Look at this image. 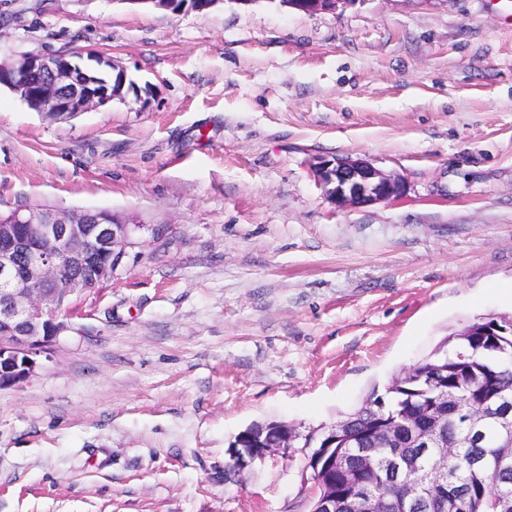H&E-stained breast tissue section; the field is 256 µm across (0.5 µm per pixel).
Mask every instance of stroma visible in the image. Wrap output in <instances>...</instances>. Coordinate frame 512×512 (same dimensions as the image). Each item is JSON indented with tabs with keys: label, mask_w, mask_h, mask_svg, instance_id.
Masks as SVG:
<instances>
[{
	"label": "stroma",
	"mask_w": 512,
	"mask_h": 512,
	"mask_svg": "<svg viewBox=\"0 0 512 512\" xmlns=\"http://www.w3.org/2000/svg\"><path fill=\"white\" fill-rule=\"evenodd\" d=\"M75 49L122 94L55 121L1 86L0 212L109 210L134 244L0 389V512H310L301 452L225 479L240 432L330 427L512 315V0H0V62ZM338 155L404 195L337 208ZM288 7L299 11L315 14L322 11L336 10L340 5L352 3L353 0H281Z\"/></svg>",
	"instance_id": "obj_1"
}]
</instances>
